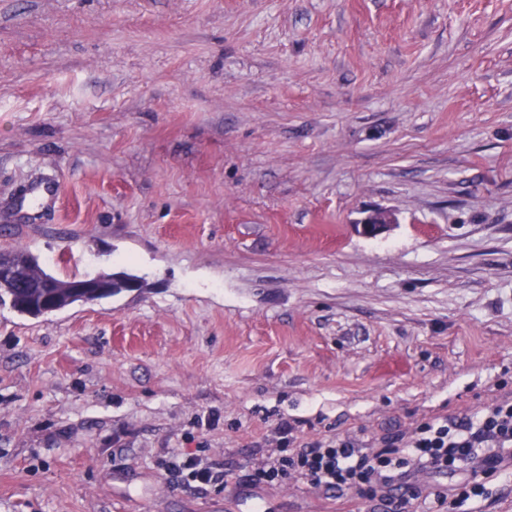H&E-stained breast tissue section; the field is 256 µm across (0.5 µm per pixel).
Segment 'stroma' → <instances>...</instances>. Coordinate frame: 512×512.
I'll use <instances>...</instances> for the list:
<instances>
[{
    "mask_svg": "<svg viewBox=\"0 0 512 512\" xmlns=\"http://www.w3.org/2000/svg\"><path fill=\"white\" fill-rule=\"evenodd\" d=\"M17 248L143 286L0 305V512H387L249 476L512 397V0H0ZM394 222L395 214L392 210L374 208L365 212L358 222V229L363 236L376 238L385 233ZM166 466L177 475L185 476L201 488L220 486L217 491H224L228 486L230 475L218 470L216 462H207L200 455L189 454L180 461L169 462Z\"/></svg>",
    "mask_w": 512,
    "mask_h": 512,
    "instance_id": "stroma-1",
    "label": "stroma"
}]
</instances>
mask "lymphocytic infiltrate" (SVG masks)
<instances>
[{
	"label": "lymphocytic infiltrate",
	"mask_w": 512,
	"mask_h": 512,
	"mask_svg": "<svg viewBox=\"0 0 512 512\" xmlns=\"http://www.w3.org/2000/svg\"><path fill=\"white\" fill-rule=\"evenodd\" d=\"M168 467L203 488L228 486V474L197 454ZM457 469L465 472L460 483L432 489L437 506L467 502L486 477H512V401L496 400L475 413L434 417L414 427L395 447L336 435L258 463L251 479L270 484L299 477L311 488L339 497L356 486L367 500L390 503L398 498L406 503L424 494L416 482L419 474Z\"/></svg>",
	"instance_id": "f902f5d3"
}]
</instances>
